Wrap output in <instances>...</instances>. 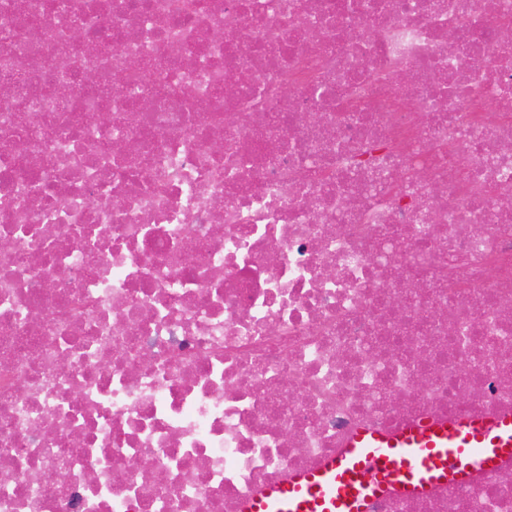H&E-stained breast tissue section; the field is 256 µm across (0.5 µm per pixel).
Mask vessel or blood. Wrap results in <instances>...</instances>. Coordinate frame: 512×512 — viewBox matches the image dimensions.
Wrapping results in <instances>:
<instances>
[{
    "label": "vessel or blood",
    "mask_w": 512,
    "mask_h": 512,
    "mask_svg": "<svg viewBox=\"0 0 512 512\" xmlns=\"http://www.w3.org/2000/svg\"><path fill=\"white\" fill-rule=\"evenodd\" d=\"M512 459V414L356 430L343 451L245 501L241 512H370L380 495L463 484Z\"/></svg>",
    "instance_id": "1"
}]
</instances>
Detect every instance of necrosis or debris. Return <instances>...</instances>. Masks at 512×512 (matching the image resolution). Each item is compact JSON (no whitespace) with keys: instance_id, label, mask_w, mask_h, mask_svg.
Wrapping results in <instances>:
<instances>
[{"instance_id":"obj_1","label":"necrosis or debris","mask_w":512,"mask_h":512,"mask_svg":"<svg viewBox=\"0 0 512 512\" xmlns=\"http://www.w3.org/2000/svg\"><path fill=\"white\" fill-rule=\"evenodd\" d=\"M0 241V512H240L512 411V0H0Z\"/></svg>"}]
</instances>
